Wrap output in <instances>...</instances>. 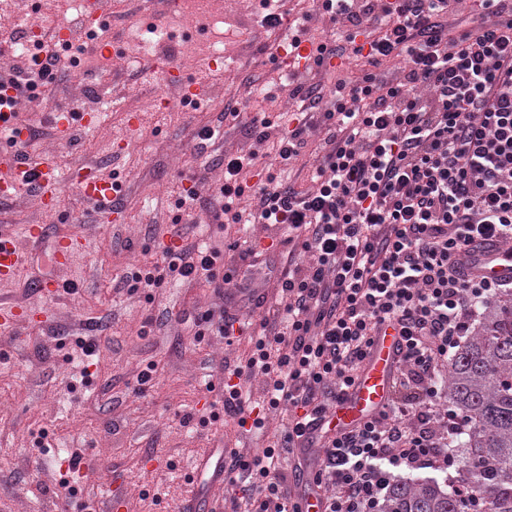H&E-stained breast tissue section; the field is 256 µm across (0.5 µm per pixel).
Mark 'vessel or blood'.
I'll return each mask as SVG.
<instances>
[{"label":"vessel or blood","mask_w":512,"mask_h":512,"mask_svg":"<svg viewBox=\"0 0 512 512\" xmlns=\"http://www.w3.org/2000/svg\"><path fill=\"white\" fill-rule=\"evenodd\" d=\"M100 122V113L70 112L65 118L56 119L55 125L60 137L67 139L75 130L92 129ZM0 127L12 131L11 146L0 151L1 200L14 198L23 186L31 184L42 205L52 209L57 205L63 185L68 184L92 205L100 222L122 223L123 214L114 204L116 183L102 179L91 166L77 167L68 175H60L53 164L25 149L28 132L16 113H1ZM84 245V239L79 236L58 238L54 245L56 264L63 269L69 267ZM21 258L18 239L0 231V281H8L15 276ZM470 270L489 278L512 277V243L499 242L478 249L472 257ZM43 319V310L37 308L0 305V333L4 335L14 331L19 324ZM402 345V338L394 326L385 324L379 336L375 337L354 386L331 410V426L339 429L354 426L387 406ZM224 457V449L215 448L193 462L191 477L195 487L184 505V512H210L216 493L224 489Z\"/></svg>","instance_id":"b4317fda"}]
</instances>
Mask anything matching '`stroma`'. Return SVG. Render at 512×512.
Masks as SVG:
<instances>
[{
	"label": "stroma",
	"mask_w": 512,
	"mask_h": 512,
	"mask_svg": "<svg viewBox=\"0 0 512 512\" xmlns=\"http://www.w3.org/2000/svg\"><path fill=\"white\" fill-rule=\"evenodd\" d=\"M300 6L311 14L300 25L304 38L329 39L337 26L316 0H276L274 10ZM262 16L261 0H188L178 13L141 11L130 2L124 17L99 32L117 54L101 55L96 43H85L77 69L22 101L20 121L38 132L28 149L47 152L59 172L88 165L120 181L124 221L96 222L69 187L52 210L27 188L0 204V230L16 233L27 224L46 230L40 242L23 243L20 273L0 283V298L47 315L0 335V512H103L104 473L123 494L125 512H181L192 489L186 469L207 449L255 454L281 434L286 416L280 412L270 413L256 433L237 431L222 418L224 363L243 357L248 344L196 334L199 313L224 305V297L206 281L175 276L155 288L131 287L141 265L160 257L174 226H182L189 241L222 253L236 240L234 227L219 223L213 198L224 181V154L258 150L265 173L309 184L314 155L305 149L280 163L272 143L257 145L255 123L276 126L302 112L300 89L317 86L333 97L339 75L315 66L293 72L273 55L288 39L287 26L266 28ZM152 25L173 31L164 47L204 85V99L185 101L178 86L151 74L152 61L130 32ZM217 39L224 65L213 69L208 62ZM65 105L74 112L96 109L101 126L58 141L51 112ZM229 108L235 116H226ZM205 126L219 135L202 143L197 133ZM118 143L124 146L119 153L113 150ZM192 186L201 201L182 202L183 189ZM67 235L90 244L62 270L52 255L55 240ZM49 279L76 291L43 298L37 286ZM81 338L97 343L87 369L74 353ZM150 366L154 381L141 383ZM75 451L91 475L69 473L67 458ZM64 477L77 489L68 500L56 494Z\"/></svg>",
	"instance_id": "1"
}]
</instances>
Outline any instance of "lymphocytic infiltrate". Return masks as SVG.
<instances>
[{
    "label": "lymphocytic infiltrate",
    "mask_w": 512,
    "mask_h": 512,
    "mask_svg": "<svg viewBox=\"0 0 512 512\" xmlns=\"http://www.w3.org/2000/svg\"><path fill=\"white\" fill-rule=\"evenodd\" d=\"M460 2L322 0L341 29L311 50L315 65L352 54L371 66L399 59L401 80L368 72L337 81L307 189L271 176L243 183L257 151L224 158L217 193L227 223L275 225L308 257L281 274L276 331L260 332L244 359L224 366L234 425L262 428L269 409L287 415L262 453L231 451V512H300L280 451L304 447L305 426L326 421L388 320L406 347L395 396L363 424L326 435L315 474L322 512H376L397 470L455 464L448 443L460 420L445 396L448 360L477 303L512 290V279L464 272L474 241H512V0H479L474 29L454 36L448 18ZM65 68L57 47L39 45L26 66L0 71V110L15 111ZM246 195L249 210L239 206ZM246 254L248 263L220 277L216 252L185 244L168 270L234 290L247 308L259 275L275 265L256 247ZM255 375L265 379L258 397L244 387Z\"/></svg>",
    "instance_id": "f902f5d3"
}]
</instances>
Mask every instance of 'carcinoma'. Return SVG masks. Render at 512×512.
Returning <instances> with one entry per match:
<instances>
[{
    "mask_svg": "<svg viewBox=\"0 0 512 512\" xmlns=\"http://www.w3.org/2000/svg\"><path fill=\"white\" fill-rule=\"evenodd\" d=\"M482 316L448 360V404L464 429L449 451L457 477L408 483L394 480L378 512H468L453 485L470 484L486 512H512V294L483 303Z\"/></svg>",
    "mask_w": 512,
    "mask_h": 512,
    "instance_id": "obj_1",
    "label": "carcinoma"
}]
</instances>
